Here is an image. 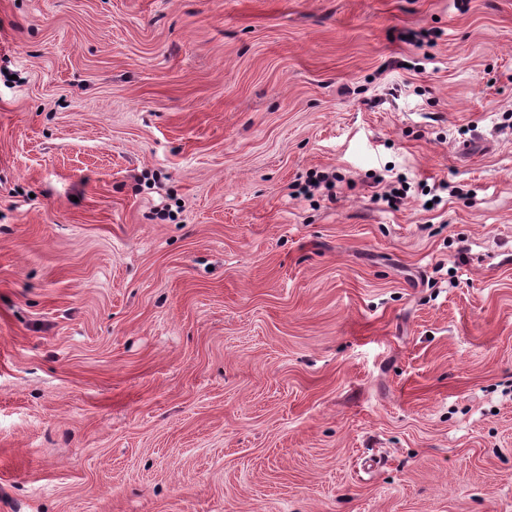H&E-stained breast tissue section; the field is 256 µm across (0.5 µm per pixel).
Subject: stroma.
<instances>
[{
  "label": "stroma",
  "mask_w": 512,
  "mask_h": 512,
  "mask_svg": "<svg viewBox=\"0 0 512 512\" xmlns=\"http://www.w3.org/2000/svg\"><path fill=\"white\" fill-rule=\"evenodd\" d=\"M0 512H512V0H0Z\"/></svg>",
  "instance_id": "1"
}]
</instances>
